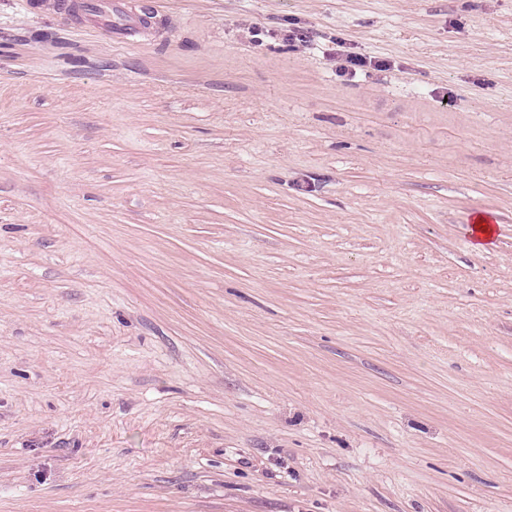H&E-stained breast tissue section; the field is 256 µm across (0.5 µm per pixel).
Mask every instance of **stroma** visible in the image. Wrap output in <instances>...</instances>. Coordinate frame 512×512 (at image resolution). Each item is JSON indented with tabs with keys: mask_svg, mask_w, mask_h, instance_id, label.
<instances>
[{
	"mask_svg": "<svg viewBox=\"0 0 512 512\" xmlns=\"http://www.w3.org/2000/svg\"><path fill=\"white\" fill-rule=\"evenodd\" d=\"M164 7L0 0V512H512V0ZM83 11L99 27L109 29L119 43H129L144 34V26L132 0H82ZM467 231L474 240V247L483 249L491 242L494 226L489 216L480 214L477 215L473 224H470Z\"/></svg>",
	"mask_w": 512,
	"mask_h": 512,
	"instance_id": "35a3bbf8",
	"label": "stroma"
}]
</instances>
